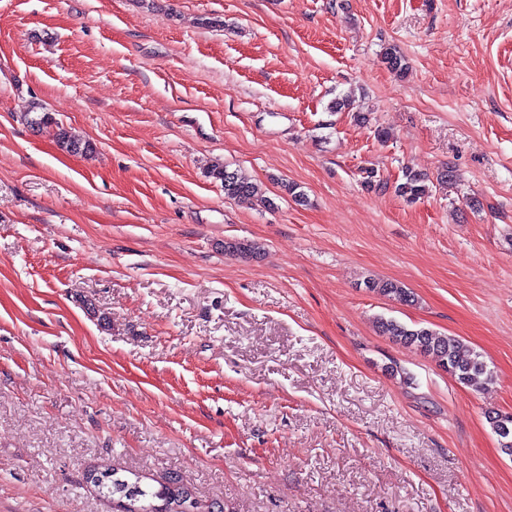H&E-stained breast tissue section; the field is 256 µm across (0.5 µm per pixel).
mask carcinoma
Returning a JSON list of instances; mask_svg holds the SVG:
<instances>
[{
  "label": "carcinoma",
  "mask_w": 512,
  "mask_h": 512,
  "mask_svg": "<svg viewBox=\"0 0 512 512\" xmlns=\"http://www.w3.org/2000/svg\"><path fill=\"white\" fill-rule=\"evenodd\" d=\"M27 123L38 129H55L58 144L70 153L87 154L93 150L90 141L59 125L48 112H34L27 118ZM208 176L224 185V196L228 198L248 204L266 202L257 184L223 165L211 166ZM403 179L404 182L396 186V192L407 203L413 204L427 194L424 175L408 169ZM224 253L253 256L257 254V247L248 241L226 242ZM366 287L401 304L414 303L413 293L397 282L369 281ZM377 324L382 334L431 356L439 367L465 386L480 388L492 380V374L480 355L455 336L441 334L427 327L409 326L391 318L380 317ZM486 420L500 438L502 452L511 457L512 413L490 411L486 414ZM91 485L101 497L117 502L120 512H224V505L219 502L199 501L176 476L155 489L144 484L138 475L130 481L118 476L115 471H107L102 474V480L93 481Z\"/></svg>",
  "instance_id": "1"
}]
</instances>
